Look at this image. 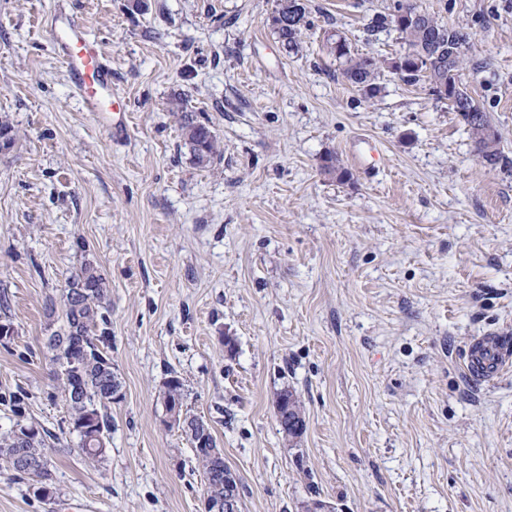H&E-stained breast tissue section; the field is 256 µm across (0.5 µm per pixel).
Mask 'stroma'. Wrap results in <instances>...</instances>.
Segmentation results:
<instances>
[{
	"instance_id": "stroma-1",
	"label": "stroma",
	"mask_w": 512,
	"mask_h": 512,
	"mask_svg": "<svg viewBox=\"0 0 512 512\" xmlns=\"http://www.w3.org/2000/svg\"><path fill=\"white\" fill-rule=\"evenodd\" d=\"M394 0H307L298 53L277 42L276 0H0V432L59 434L55 493L0 467V512H205L164 382L211 425L241 481V512H512V365L468 371L484 336H512V173L483 164L428 82L387 63L398 31L368 32ZM471 35L472 96L512 157V0H419ZM82 16L128 111L113 137L83 111L43 24ZM381 63L366 98L333 35ZM209 122L200 166L171 101ZM335 154L346 180L325 172ZM372 164L365 174L364 164ZM90 260L112 321L105 459L70 453L44 341L59 288ZM306 430L282 433L281 390ZM170 402H172L173 404L171 407L168 406ZM164 405L166 407L167 412H172L174 410L175 405H178L176 418L173 420V423H171V419L169 421L171 427L176 426L178 429H180L179 422L183 414L184 420H189L190 423H196L199 419L204 421L203 418L194 415L192 416L191 414H189L187 410L184 411V384L176 375L169 377L168 380L165 382Z\"/></svg>"
}]
</instances>
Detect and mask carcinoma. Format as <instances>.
<instances>
[{"label":"carcinoma","mask_w":512,"mask_h":512,"mask_svg":"<svg viewBox=\"0 0 512 512\" xmlns=\"http://www.w3.org/2000/svg\"><path fill=\"white\" fill-rule=\"evenodd\" d=\"M278 8L282 18L271 22L273 34L286 51H294L302 28L307 25L306 5L303 0H279ZM414 10L415 0H395L390 13L376 15L368 23L372 33L395 29L407 44L405 51L390 62L392 73L408 83L427 81L438 97L441 87L448 88V109L465 122L478 157L491 167L511 170L512 159L501 150L498 130L467 89L464 54L458 49L468 44L470 34L462 28L441 25L430 16L423 24L412 19L397 20L398 12ZM330 50L341 61L343 76L350 85L369 98L380 92L375 83L378 66L374 57L340 53L334 42ZM174 105L181 112L184 145L197 164H209L219 152L211 125L184 111L181 99H176ZM107 297L108 288L100 270L93 262L84 261L61 288L64 328L48 336L46 343L67 406L69 433L78 438L75 451L91 465L106 452L112 433L109 409L112 398L121 394V381L112 369L109 353L112 332ZM164 405L167 411H176L173 427L179 426L182 419L192 423L199 420L184 410V384L176 375L165 382ZM52 439L57 436L51 431H40L19 421L0 435V460L14 476L32 481L35 493L49 500L53 496L48 454ZM193 452L203 468L206 494L214 501L223 498L224 477L219 468L224 462L204 448L195 447Z\"/></svg>","instance_id":"1"}]
</instances>
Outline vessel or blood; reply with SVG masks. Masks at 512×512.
I'll return each mask as SVG.
<instances>
[{
  "label": "vessel or blood",
  "mask_w": 512,
  "mask_h": 512,
  "mask_svg": "<svg viewBox=\"0 0 512 512\" xmlns=\"http://www.w3.org/2000/svg\"><path fill=\"white\" fill-rule=\"evenodd\" d=\"M47 23L54 33L57 58L83 110L99 115L119 111L112 88V65L81 18L53 15ZM511 361L512 345L506 338L486 336L473 349L468 370L474 379L488 382Z\"/></svg>",
  "instance_id": "b4317fda"
}]
</instances>
